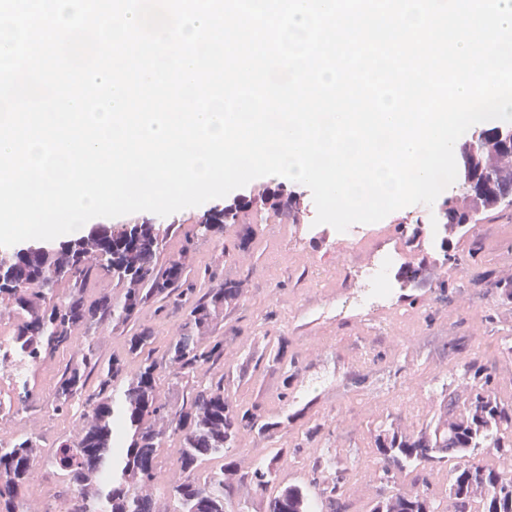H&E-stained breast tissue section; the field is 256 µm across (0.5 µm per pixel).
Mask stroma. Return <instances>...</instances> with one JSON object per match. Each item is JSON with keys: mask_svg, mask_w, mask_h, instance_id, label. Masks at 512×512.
Segmentation results:
<instances>
[{"mask_svg": "<svg viewBox=\"0 0 512 512\" xmlns=\"http://www.w3.org/2000/svg\"><path fill=\"white\" fill-rule=\"evenodd\" d=\"M223 205L220 198L212 204ZM209 207L160 219L137 212L117 221L158 220L164 228L160 261L184 253L194 266L245 289V298L225 310L211 330L224 339V359L209 374L223 377L233 401L259 404L270 418L288 412L294 419L287 431L270 437L241 434L233 459L250 468L268 449L301 442L305 419L299 411L310 408L333 426L316 445L339 449L352 476L351 508L364 512L380 491L372 456L376 423L391 415L411 426L432 417L458 369L454 343H468L485 360L496 348L512 346V302L502 301L493 286L512 275V206L488 213L469 236L444 247L432 239L411 246L396 229L420 216L436 218L434 205H410L379 222L357 225L353 239L341 238L327 224H289L263 211L204 238L197 225ZM117 221L103 218L90 229ZM447 253L453 256L448 263ZM388 254L402 266L426 261L438 276L411 287L392 282L383 300L359 307L362 291L344 284L346 268H362ZM441 278L447 290L438 288ZM279 343L299 362L293 379H285L280 365L254 361ZM69 357V351L58 350L22 374L13 363H0V393L13 394L22 378L32 391L25 404L0 411V437L32 435L48 453L70 437L69 419L52 411L54 386Z\"/></svg>", "mask_w": 512, "mask_h": 512, "instance_id": "stroma-1", "label": "stroma"}]
</instances>
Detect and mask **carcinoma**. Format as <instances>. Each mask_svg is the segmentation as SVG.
I'll list each match as a JSON object with an SVG mask.
<instances>
[{
  "instance_id": "carcinoma-1",
  "label": "carcinoma",
  "mask_w": 512,
  "mask_h": 512,
  "mask_svg": "<svg viewBox=\"0 0 512 512\" xmlns=\"http://www.w3.org/2000/svg\"><path fill=\"white\" fill-rule=\"evenodd\" d=\"M512 124L481 130L461 144L462 171L457 191L439 209L440 247L466 235L479 216L512 205ZM261 204L296 224L300 196L280 183L264 190ZM252 200H237L203 217V236L245 220ZM160 229L150 221L123 224L67 241L56 249L0 254V317L17 319L11 336L16 361L34 366L63 348H72L77 326L112 324L132 329L125 351L102 363L90 343L75 349L54 388L53 412L75 418L77 435L43 457L38 441L23 435L0 440V512H32L26 489L44 463L56 469L72 495L67 512H347L348 469L330 448L306 460L294 450L272 448L249 470L230 450L239 436H269L282 422L265 416L258 404H235L224 378L208 376L224 359V340L201 339L243 296L241 283L222 281L206 289L170 336L161 358L152 357L154 328L137 323L149 301L162 311L184 293L189 265L185 255L158 267ZM423 264L398 272L414 284ZM102 272L122 286L86 299L85 282ZM65 280L60 294L54 283ZM457 385L443 397L430 421L416 428L392 419L374 436L375 460L383 491L369 512H445L426 472L449 467L445 497L454 512H512V401L491 388L492 368L473 360L461 364ZM178 442V473L163 478L161 449ZM480 454L494 462L476 460ZM288 463L311 474L308 483H285ZM411 477V489L397 487V476Z\"/></svg>"
}]
</instances>
